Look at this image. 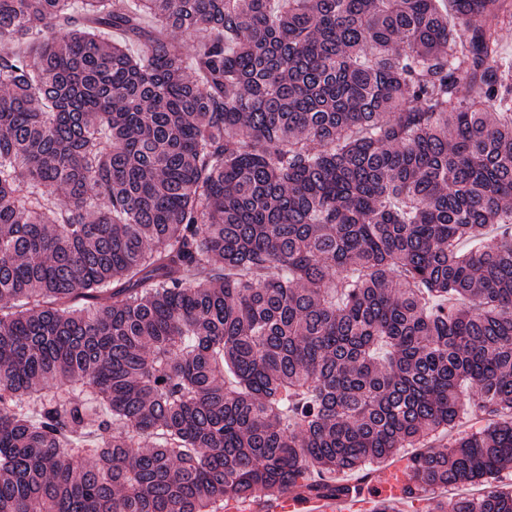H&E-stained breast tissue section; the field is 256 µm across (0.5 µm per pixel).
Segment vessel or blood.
I'll use <instances>...</instances> for the list:
<instances>
[{"label": "vessel or blood", "instance_id": "vessel-or-blood-1", "mask_svg": "<svg viewBox=\"0 0 512 512\" xmlns=\"http://www.w3.org/2000/svg\"><path fill=\"white\" fill-rule=\"evenodd\" d=\"M408 470V461L397 462L376 479L364 482L362 493L353 497H308L294 491L284 492L271 501L230 496L224 500V512H369L376 499L403 498Z\"/></svg>", "mask_w": 512, "mask_h": 512}]
</instances>
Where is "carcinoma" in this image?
<instances>
[{"mask_svg": "<svg viewBox=\"0 0 512 512\" xmlns=\"http://www.w3.org/2000/svg\"><path fill=\"white\" fill-rule=\"evenodd\" d=\"M80 2L0 0V512H512V0ZM410 461L402 460L368 479L361 486L364 491L355 497H308L294 491L282 493L276 499L242 500L224 499L225 512H371L372 502L379 498L405 499L403 486L407 481ZM220 511V512H224ZM481 486L464 485L457 489H444L436 491L428 488L424 493L415 499L401 500L392 505L394 512H431V509L439 504L442 512H452V505L455 499L461 494L477 495Z\"/></svg>", "mask_w": 512, "mask_h": 512, "instance_id": "1", "label": "carcinoma"}]
</instances>
